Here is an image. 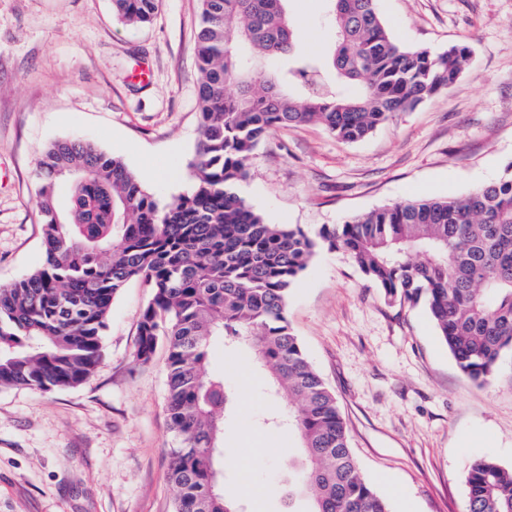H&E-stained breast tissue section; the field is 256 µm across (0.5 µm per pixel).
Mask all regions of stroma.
Wrapping results in <instances>:
<instances>
[{
    "mask_svg": "<svg viewBox=\"0 0 512 512\" xmlns=\"http://www.w3.org/2000/svg\"><path fill=\"white\" fill-rule=\"evenodd\" d=\"M301 47L325 52L321 0H289ZM402 45L464 44L469 66L448 89L347 143L308 124L272 134L240 190L272 224L323 228L397 202L462 196L512 166V0H377ZM200 0H159L126 24L111 0H0V286L43 261L37 167L44 147L80 138L121 159L160 203L191 193L199 140L195 34ZM150 62V83L132 80ZM152 297L130 280L112 301L104 357L74 388L0 389V512H173L175 445L167 350L135 358ZM288 322L336 395L350 448L392 512H465L474 461L512 467V354L491 380L458 368L423 305L390 303L342 251L320 249L292 286ZM208 372L238 406L224 420L223 487L241 512H310L288 464L287 408L244 343L214 339Z\"/></svg>",
    "mask_w": 512,
    "mask_h": 512,
    "instance_id": "35a3bbf8",
    "label": "stroma"
}]
</instances>
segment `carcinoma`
<instances>
[{"label":"carcinoma","mask_w":512,"mask_h":512,"mask_svg":"<svg viewBox=\"0 0 512 512\" xmlns=\"http://www.w3.org/2000/svg\"><path fill=\"white\" fill-rule=\"evenodd\" d=\"M287 0H201L195 35L201 109L191 193L161 205L120 159L91 142L50 143L39 163L44 260L0 287V388L74 387L104 355L112 300L143 278L136 359L168 351L169 449L175 512H239L219 487L224 416L235 393L206 376L213 337L244 341L288 400L304 464L295 483L311 512H391L352 455L335 395L291 332L290 288L322 247L349 255L392 302L424 303L458 368L484 384L512 354V175L453 198H422L357 215L311 237L270 224L239 186L275 131L318 123L357 142L457 81L469 47L433 53L399 44L376 0H325L333 52L297 51ZM158 0H112L130 24ZM281 60L270 73L262 61ZM466 512H512V468H470Z\"/></svg>","instance_id":"obj_1"}]
</instances>
